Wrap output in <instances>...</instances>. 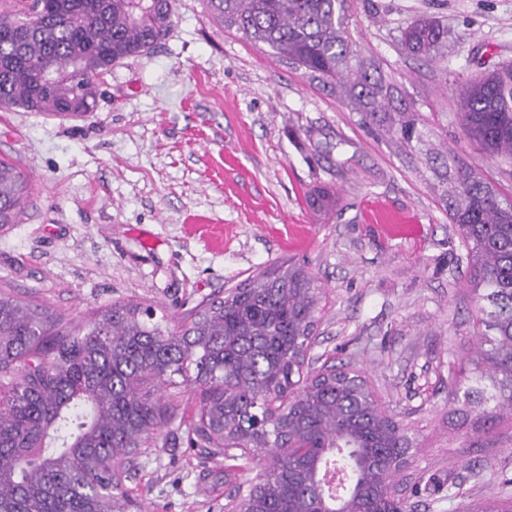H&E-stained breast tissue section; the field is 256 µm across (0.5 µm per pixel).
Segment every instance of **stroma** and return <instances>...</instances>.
<instances>
[{
    "label": "stroma",
    "instance_id": "35a3bbf8",
    "mask_svg": "<svg viewBox=\"0 0 512 512\" xmlns=\"http://www.w3.org/2000/svg\"><path fill=\"white\" fill-rule=\"evenodd\" d=\"M350 14L361 56L418 113L422 144L372 133L226 31L206 0H176L165 38L98 78L83 116L0 109V158L30 179L22 212L0 229V289L73 327L128 298L179 319L271 263L304 264L321 292L311 357L359 370L405 416L408 472L441 484L417 497L418 512H480L512 478V411L486 424L466 401L484 327L424 158L447 157L512 197V165L458 117L464 82L512 63V0H350ZM420 16L448 30L430 62L398 46ZM318 190L330 205L315 213ZM390 224L416 230L396 238ZM178 403L177 419L124 463V495L139 512H226L262 466L189 447L179 421L195 398Z\"/></svg>",
    "mask_w": 512,
    "mask_h": 512
}]
</instances>
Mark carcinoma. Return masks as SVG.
Here are the masks:
<instances>
[{"label": "carcinoma", "instance_id": "carcinoma-1", "mask_svg": "<svg viewBox=\"0 0 512 512\" xmlns=\"http://www.w3.org/2000/svg\"><path fill=\"white\" fill-rule=\"evenodd\" d=\"M72 0H31L0 18V108L76 118L94 106L96 78L147 53L168 32L174 0H98L95 15ZM224 28L263 44L275 58L374 120L391 82L353 48L348 0H207ZM448 29L422 18L401 32L403 50L433 60ZM53 73V84H41ZM388 133L422 142L406 106L383 113ZM465 135L512 161V63L465 82ZM447 189L468 261V281L486 294L481 322L491 387L473 389L488 419L512 406V198L459 167ZM29 186L0 159V228L20 213ZM319 296L304 266L274 264L196 308L180 325L138 300L97 309L64 330L47 312L0 290V512H126L120 467L175 417L165 386L201 388L186 434L192 448L232 460L263 457L261 480L232 499L231 512H414L390 487L412 440L397 415L355 370L307 354ZM347 474L330 494L326 466Z\"/></svg>", "mask_w": 512, "mask_h": 512}]
</instances>
